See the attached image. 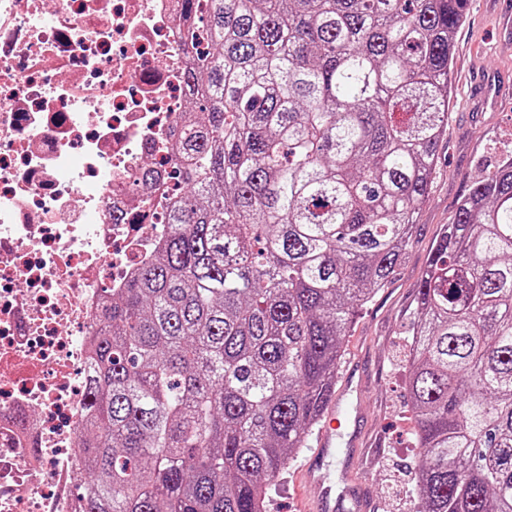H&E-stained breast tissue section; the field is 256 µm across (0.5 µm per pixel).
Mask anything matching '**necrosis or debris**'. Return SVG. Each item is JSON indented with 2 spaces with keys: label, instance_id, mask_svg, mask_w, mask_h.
<instances>
[{
  "label": "necrosis or debris",
  "instance_id": "obj_1",
  "mask_svg": "<svg viewBox=\"0 0 512 512\" xmlns=\"http://www.w3.org/2000/svg\"><path fill=\"white\" fill-rule=\"evenodd\" d=\"M184 0H0V512H82L89 340L152 259Z\"/></svg>",
  "mask_w": 512,
  "mask_h": 512
}]
</instances>
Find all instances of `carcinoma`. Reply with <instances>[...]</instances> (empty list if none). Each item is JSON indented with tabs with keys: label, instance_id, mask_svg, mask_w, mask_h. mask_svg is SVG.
Wrapping results in <instances>:
<instances>
[{
	"label": "carcinoma",
	"instance_id": "carcinoma-1",
	"mask_svg": "<svg viewBox=\"0 0 512 512\" xmlns=\"http://www.w3.org/2000/svg\"><path fill=\"white\" fill-rule=\"evenodd\" d=\"M468 0H207L157 259L102 302L85 512H267L412 239ZM414 512H512V157L437 237L407 355Z\"/></svg>",
	"mask_w": 512,
	"mask_h": 512
}]
</instances>
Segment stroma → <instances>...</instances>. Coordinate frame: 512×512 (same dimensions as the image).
<instances>
[{
  "instance_id": "1",
  "label": "stroma",
  "mask_w": 512,
  "mask_h": 512,
  "mask_svg": "<svg viewBox=\"0 0 512 512\" xmlns=\"http://www.w3.org/2000/svg\"><path fill=\"white\" fill-rule=\"evenodd\" d=\"M512 0H469L457 33L448 106V130L439 144L438 174L415 219L416 232L386 288L357 318L344 346V361L363 366L364 397L339 416L348 425L359 415L367 444L338 450L330 482L349 473L362 484L374 512H411L417 450L407 402L405 355L411 342L420 278L434 242L452 223L459 200L512 154Z\"/></svg>"
}]
</instances>
